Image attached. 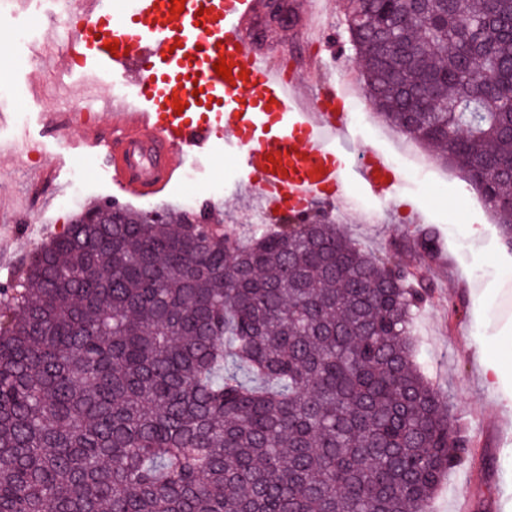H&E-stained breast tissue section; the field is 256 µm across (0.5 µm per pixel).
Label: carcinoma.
Returning <instances> with one entry per match:
<instances>
[{"instance_id": "obj_1", "label": "carcinoma", "mask_w": 512, "mask_h": 512, "mask_svg": "<svg viewBox=\"0 0 512 512\" xmlns=\"http://www.w3.org/2000/svg\"><path fill=\"white\" fill-rule=\"evenodd\" d=\"M343 10L378 114L440 149L512 249V0ZM83 218L0 289V512H425L463 461L406 268L334 224Z\"/></svg>"}]
</instances>
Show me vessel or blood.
Instances as JSON below:
<instances>
[{
  "label": "vessel or blood",
  "mask_w": 512,
  "mask_h": 512,
  "mask_svg": "<svg viewBox=\"0 0 512 512\" xmlns=\"http://www.w3.org/2000/svg\"><path fill=\"white\" fill-rule=\"evenodd\" d=\"M77 4L86 27L59 52L56 72L72 80L94 77L124 95L107 105L111 141L82 114L55 112L56 130L77 126L70 154L104 151L106 174L126 196L145 198L178 182L179 151L206 155L217 131L240 152L255 208L296 220L317 205H341L348 180L379 200L398 194L384 155L353 158L347 111L337 104L302 105L300 85L310 74L284 79L267 58L249 52L241 32L255 16L256 0H186L171 13L170 0H58ZM116 43V51L105 42ZM226 59L232 79L214 64ZM184 110L175 113V102Z\"/></svg>",
  "instance_id": "1"
}]
</instances>
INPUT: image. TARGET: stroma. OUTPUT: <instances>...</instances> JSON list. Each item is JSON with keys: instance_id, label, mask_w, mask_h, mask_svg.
<instances>
[{"instance_id": "35a3bbf8", "label": "stroma", "mask_w": 512, "mask_h": 512, "mask_svg": "<svg viewBox=\"0 0 512 512\" xmlns=\"http://www.w3.org/2000/svg\"><path fill=\"white\" fill-rule=\"evenodd\" d=\"M294 2L301 14L320 12L324 39H311L301 24L285 31L271 27L262 53L288 78L320 61L331 82L347 85L359 101H366L340 0L322 6L315 0ZM83 24L78 14L64 18L56 0H0V51L9 60L0 67V230L9 236L0 248V285L16 274L23 258L94 204L196 211L215 203L226 229L239 237L247 236L255 222L250 196L239 186L237 156L225 151L223 138H214L205 160L185 157L193 181L128 202L117 198L104 172V157L67 155L65 143L78 138V129L56 132L47 118L64 111L84 87L59 79L50 58L65 44L67 29ZM19 27L29 29V41L13 39ZM420 150L432 157L436 170L447 171L443 189L401 179L400 201L382 212L374 197L353 185L347 205L323 214L365 250L409 267L431 289L414 321L418 359L447 403L468 457L439 486L428 512H506L512 505V409L504 401L512 394V251L500 242L485 212L475 208L477 192L463 175L438 160L436 148L424 144ZM38 168L55 169V179L35 187ZM410 203L420 219L408 213ZM373 209L379 215L371 222L367 216ZM425 229L438 237V257L405 249ZM490 359L503 370L492 387L482 376V364Z\"/></svg>"}]
</instances>
